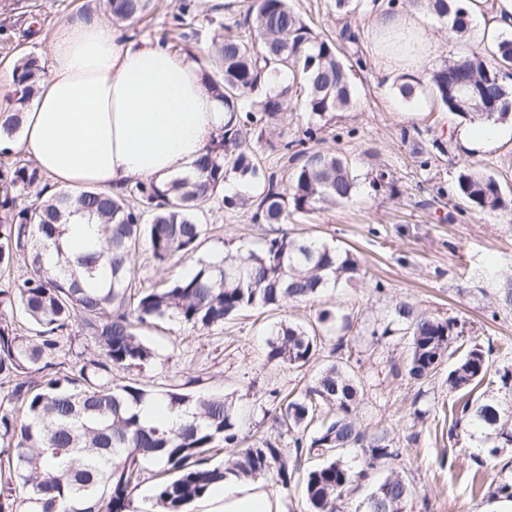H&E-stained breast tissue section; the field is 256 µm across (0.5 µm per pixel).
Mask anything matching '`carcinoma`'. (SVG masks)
Returning <instances> with one entry per match:
<instances>
[{
  "mask_svg": "<svg viewBox=\"0 0 512 512\" xmlns=\"http://www.w3.org/2000/svg\"><path fill=\"white\" fill-rule=\"evenodd\" d=\"M101 2L117 23L154 8L153 0ZM407 2L430 10L459 37L471 34L464 0ZM224 30V38L197 59L205 85L224 105L225 119L194 182L136 181L113 194L51 188L36 165L9 158L12 150L4 147L45 75L34 55L24 54L14 64L17 109L0 114V156L7 157L0 161V387L10 404L0 408V468L9 475L0 490V512H127L146 463L156 468L159 512H189L228 476L254 481L274 473L286 488L299 471L275 441L240 447L238 419L224 396L169 389L161 402L172 412L192 411V419L168 426L142 414L145 404L156 402L154 392L134 380L112 382L113 370L142 368L153 358L139 329L156 320L208 329L248 309L313 301L358 281L360 265L348 250L283 232L167 283L138 285L131 259L141 241L159 267L192 258L206 240V217L218 200L253 224H286L347 203L359 188L360 174L348 156L313 147L325 141L322 133L336 113L354 105L351 68L339 51L343 42L358 44L357 30L347 21L336 36H324L292 0H248L243 17ZM511 67L512 35L502 34L494 48L476 46L434 69L426 86L402 75L396 88L411 101L426 87L449 114L495 123L512 116V89L504 82ZM284 71L289 84L275 86ZM297 95L310 116L307 126L291 140L267 139V130ZM250 134L278 155L277 165L261 163L247 144ZM366 179L376 192L394 187L390 172L380 167ZM230 181L250 192L224 194ZM31 193L30 203H18ZM453 197L462 213L512 208V190L481 167L458 172ZM75 205L98 216L103 250L74 257L65 252L61 239ZM45 241L56 248L52 268L43 261ZM20 265L31 269L25 278L13 274ZM394 315L395 330L408 337L410 379H425L450 360L446 382L457 398L448 407L449 432L469 419L480 428L489 456L506 452L505 439H512V364H494L491 350L477 342L458 353L464 326L453 317L426 316L404 301ZM337 324L346 328L349 315L323 309L315 326L281 323L267 359L302 368L315 356L320 332ZM76 330L91 336L97 350L62 361L59 352ZM395 330L387 326L382 334ZM358 397L352 368L332 364L298 396L283 399L277 421L298 434L295 460H322L304 478L312 512H338L345 492L364 477L341 459L342 450L359 448L369 465L398 456L385 438L372 439L361 429ZM220 444L233 450L226 467L212 466L205 457ZM14 483L25 491L21 500L14 497ZM410 494L406 481L392 473L359 510L404 512Z\"/></svg>",
  "mask_w": 512,
  "mask_h": 512,
  "instance_id": "carcinoma-1",
  "label": "carcinoma"
}]
</instances>
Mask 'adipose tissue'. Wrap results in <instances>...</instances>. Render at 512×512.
Wrapping results in <instances>:
<instances>
[{
  "label": "adipose tissue",
  "instance_id": "1",
  "mask_svg": "<svg viewBox=\"0 0 512 512\" xmlns=\"http://www.w3.org/2000/svg\"><path fill=\"white\" fill-rule=\"evenodd\" d=\"M223 126L224 107L195 61L155 40L123 38L83 15L57 32L47 76L9 147L72 189L116 193L138 180L196 177ZM197 509L281 512L268 491L232 476Z\"/></svg>",
  "mask_w": 512,
  "mask_h": 512
}]
</instances>
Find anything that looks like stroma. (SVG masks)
I'll use <instances>...</instances> for the list:
<instances>
[{"label":"stroma","instance_id":"35a3bbf8","mask_svg":"<svg viewBox=\"0 0 512 512\" xmlns=\"http://www.w3.org/2000/svg\"><path fill=\"white\" fill-rule=\"evenodd\" d=\"M197 39L177 48L194 57L225 33L226 9L243 12L246 0H196ZM175 0H159L146 20L118 23L123 36L158 39L171 27ZM97 0H0V80L9 81L24 53L45 58L56 30L78 15H101ZM376 13L352 16L361 34L343 49L351 66L356 106L327 128L326 144L349 156L359 173L378 164L391 172L396 193L374 192L361 183L349 203L315 211L298 222L252 224L241 213L215 204L208 215L209 237L198 253L210 260L227 250L250 248L289 231L350 250L361 266L356 287L340 288L314 302H287L279 310H254L207 330L194 331L164 320L142 327L155 352L142 369L113 370L114 379L135 378L156 393L171 384L190 383L192 392L221 394L233 403L247 444L277 439L286 454L294 437L279 432L273 418L281 398L300 392L332 363L349 362L359 386L356 416L367 435L390 440L396 459L365 467L360 450L344 459L366 476L351 487L345 512H355L370 489L399 473L412 495L405 512H502L511 505L490 493L512 482V456H480L469 437L448 441L442 410L451 400L445 373L420 382L405 371L406 337L383 335L397 302H411L432 316L457 318L464 343L491 347L495 364L512 363V309L502 307L498 291L512 276V210L453 212L447 193L464 165L482 163L512 183V136L498 135L497 124L477 131L479 142L460 137L467 120L439 110L426 94L404 101L395 80L379 62L373 25ZM430 40L428 69L470 48L469 40L449 35L446 24L422 14ZM442 142L444 151L431 166L420 167L415 152ZM342 308L352 326L325 336L317 355L295 369L266 358L276 323L304 324L324 309Z\"/></svg>","mask_w":512,"mask_h":512}]
</instances>
